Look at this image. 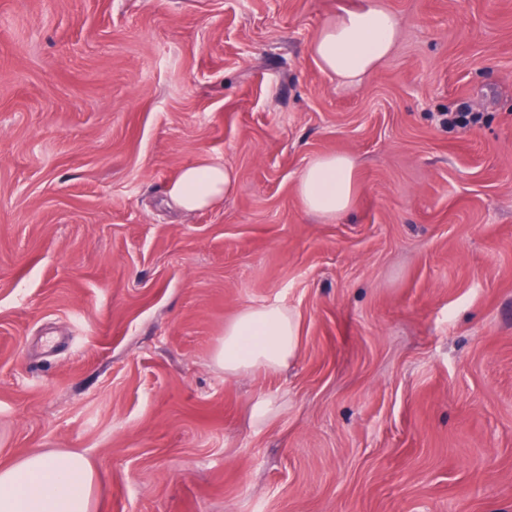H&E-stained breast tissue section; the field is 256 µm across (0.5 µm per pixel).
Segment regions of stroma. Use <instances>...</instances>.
Returning <instances> with one entry per match:
<instances>
[{"label":"stroma","mask_w":512,"mask_h":512,"mask_svg":"<svg viewBox=\"0 0 512 512\" xmlns=\"http://www.w3.org/2000/svg\"><path fill=\"white\" fill-rule=\"evenodd\" d=\"M364 2L0 0V466L81 453L93 512H512V0H379L343 83L310 44ZM202 161L236 182L182 215ZM267 304L296 357L226 376ZM397 37L395 16L383 6L367 3L327 20L310 51L323 71L353 83L391 55ZM298 196L307 212L334 217L350 209L358 193L355 163L339 154L313 158L297 183ZM235 176L224 164L202 162L182 169L169 190L170 204L183 214L210 208L224 200ZM299 347V323L290 311L277 305L242 310L224 329L217 361L225 375L255 367L277 370L287 366Z\"/></svg>","instance_id":"obj_1"}]
</instances>
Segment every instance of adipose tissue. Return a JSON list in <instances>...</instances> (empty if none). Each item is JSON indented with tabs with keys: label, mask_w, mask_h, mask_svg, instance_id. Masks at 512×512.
I'll return each instance as SVG.
<instances>
[{
	"label": "adipose tissue",
	"mask_w": 512,
	"mask_h": 512,
	"mask_svg": "<svg viewBox=\"0 0 512 512\" xmlns=\"http://www.w3.org/2000/svg\"><path fill=\"white\" fill-rule=\"evenodd\" d=\"M397 37L394 15L370 0L327 20L310 51L323 71L352 83L391 55ZM234 180L224 165L191 164L171 185L169 201L181 213L192 214L222 202ZM297 191L311 214L333 217L346 212L358 193L353 159L339 154L313 158L299 177ZM298 347L299 323L293 313L277 305L249 307L225 328L217 361L228 375L255 367L277 370L295 358ZM96 490L93 467L76 452L38 450L15 465L0 467V512H91Z\"/></svg>",
	"instance_id": "adipose-tissue-1"
}]
</instances>
